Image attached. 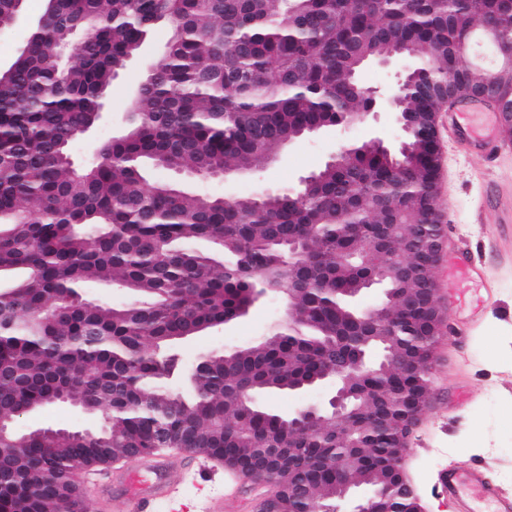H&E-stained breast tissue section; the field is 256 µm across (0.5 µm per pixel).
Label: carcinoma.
Here are the masks:
<instances>
[{"label":"carcinoma","mask_w":512,"mask_h":512,"mask_svg":"<svg viewBox=\"0 0 512 512\" xmlns=\"http://www.w3.org/2000/svg\"><path fill=\"white\" fill-rule=\"evenodd\" d=\"M161 24L170 36L126 112L124 133L102 142L82 168L72 148L99 120L107 89ZM484 24L512 50V0H46L43 21L0 73V417L15 420L66 392L108 425L88 440L71 430L48 443L39 429L16 434L0 472V509L84 512L79 471L154 448L192 452L243 469L290 437L289 466L259 478L281 489L285 512L325 498L344 477L328 465L359 445L355 476L409 503L401 479L399 427L421 412L420 377L436 342L422 314L389 309L409 359L388 363L346 314L375 264L351 256L357 238L393 220L414 252L431 235L430 113L448 74L455 92L484 87L459 47ZM409 46L418 73L404 91L411 114L406 165L352 147L355 161L324 165L318 181L261 205L148 183L150 168L209 177L251 165L310 129L338 125L365 105L363 59ZM487 93L512 112V72ZM193 240L218 246L196 251ZM305 247L301 262L290 245ZM293 291L288 325L262 341L208 357L190 372L176 346L240 317L265 292ZM90 282L135 296L124 307L83 298ZM377 359L353 382L384 424L348 435L285 429L288 418L256 397L320 378L325 367ZM185 375L191 395L169 383ZM252 399H245V394Z\"/></svg>","instance_id":"cac0c4a2"}]
</instances>
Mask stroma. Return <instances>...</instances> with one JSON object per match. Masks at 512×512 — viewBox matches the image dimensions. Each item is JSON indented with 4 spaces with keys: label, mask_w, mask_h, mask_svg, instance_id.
<instances>
[{
    "label": "stroma",
    "mask_w": 512,
    "mask_h": 512,
    "mask_svg": "<svg viewBox=\"0 0 512 512\" xmlns=\"http://www.w3.org/2000/svg\"><path fill=\"white\" fill-rule=\"evenodd\" d=\"M44 0H25L21 17L0 30V69L7 68L24 46L30 28L43 16ZM167 27H159L139 54L114 79L106 96L107 122L98 124L77 142L76 164L91 159L105 140L119 135L126 108L148 67L158 61L168 40ZM379 136L393 142L398 130L387 121H367L351 129L322 128L315 136L301 137L277 159L256 162L250 178L183 179L184 188L206 195L242 196L263 188L295 185L299 177L322 166L349 141ZM440 160L449 169L448 182L439 183L437 207L446 233L469 240L472 256L481 266L480 277L449 282L451 256L441 253L436 273V305L449 312V324L468 319L465 336H450L434 350L432 393L418 416L408 440L403 468L418 497L422 512H448L445 500L435 497L438 470L448 461H475L486 465L501 485L512 491V240L505 237L493 217L476 223L474 206L484 190H499L503 201L512 200V155L489 167L474 158L452 155L440 146ZM497 287L494 304L482 303L486 283ZM283 310L275 296L260 299L246 314L185 341L180 352L186 364L210 350L256 343L266 335ZM101 415L61 404L23 415L21 429L102 425ZM168 474L176 485L173 512H202L205 502L224 485V469L199 455L172 458Z\"/></svg>",
    "instance_id": "obj_1"
}]
</instances>
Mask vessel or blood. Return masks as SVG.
<instances>
[{
    "label": "vessel or blood",
    "instance_id": "vessel-or-blood-1",
    "mask_svg": "<svg viewBox=\"0 0 512 512\" xmlns=\"http://www.w3.org/2000/svg\"><path fill=\"white\" fill-rule=\"evenodd\" d=\"M491 110L460 96L452 100L437 121L439 136L448 139L457 152L465 157L479 156L490 159L498 147L497 130L487 128L482 119ZM448 251L460 259L456 269L459 276L474 273V261L464 239L448 240ZM99 485L122 479L129 490L127 512H163L170 484L163 465L131 466L122 471L103 468L95 473ZM438 493L445 499L451 512H479L478 503H486L490 512H512V492L505 490L480 464L449 463L437 476Z\"/></svg>",
    "mask_w": 512,
    "mask_h": 512
}]
</instances>
